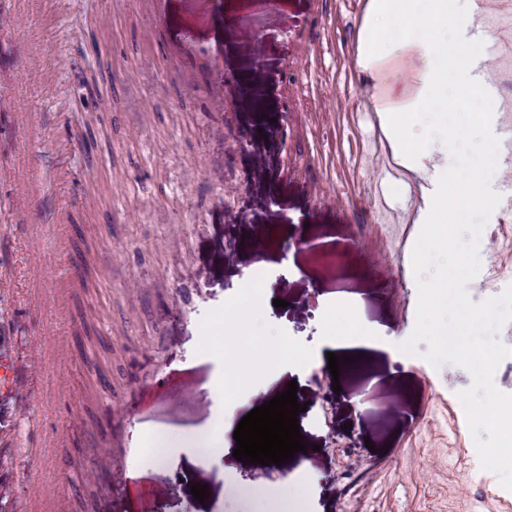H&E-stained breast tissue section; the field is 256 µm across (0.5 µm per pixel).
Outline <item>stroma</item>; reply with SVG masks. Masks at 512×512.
<instances>
[{
	"mask_svg": "<svg viewBox=\"0 0 512 512\" xmlns=\"http://www.w3.org/2000/svg\"><path fill=\"white\" fill-rule=\"evenodd\" d=\"M368 3L0 0V351L17 369L0 512H282L288 480L307 512H466L478 496L455 469L471 373L432 365L423 342L388 351L416 325L412 253L437 179L393 176L356 64ZM376 193L398 223L380 222ZM511 249L480 242L473 302L504 290L493 270ZM260 268L266 312L227 329L314 348L343 303L383 349L335 377L249 346L262 369L226 378L206 328ZM292 380L308 450L191 462L185 437ZM159 433L168 457L144 467Z\"/></svg>",
	"mask_w": 512,
	"mask_h": 512,
	"instance_id": "stroma-1",
	"label": "stroma"
}]
</instances>
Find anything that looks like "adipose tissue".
I'll use <instances>...</instances> for the list:
<instances>
[{"instance_id":"1","label":"adipose tissue","mask_w":512,"mask_h":512,"mask_svg":"<svg viewBox=\"0 0 512 512\" xmlns=\"http://www.w3.org/2000/svg\"><path fill=\"white\" fill-rule=\"evenodd\" d=\"M482 31L470 0H371L359 67L404 73L406 88L394 94L380 83L376 110L396 161L421 172L425 151L405 135L408 119L420 112L455 113L463 93L486 95L477 69ZM326 351L341 355L353 349H377L381 342L346 306H338Z\"/></svg>"}]
</instances>
